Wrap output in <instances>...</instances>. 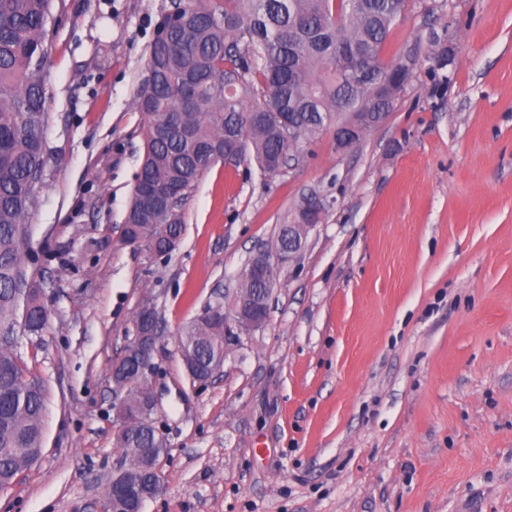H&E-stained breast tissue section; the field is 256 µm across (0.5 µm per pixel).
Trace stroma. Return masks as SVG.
Returning <instances> with one entry per match:
<instances>
[{"instance_id":"obj_1","label":"stroma","mask_w":512,"mask_h":512,"mask_svg":"<svg viewBox=\"0 0 512 512\" xmlns=\"http://www.w3.org/2000/svg\"><path fill=\"white\" fill-rule=\"evenodd\" d=\"M171 0H53L46 166L27 215L49 309L17 345L46 386L44 449L0 512H100L121 451L109 369L153 300L145 512H512V0H408L386 61L418 63L353 147L302 143L269 174L216 164L168 256L127 242L146 117L136 89ZM447 49L449 62L437 54ZM324 206L276 273L268 319L188 379L182 328L245 262Z\"/></svg>"}]
</instances>
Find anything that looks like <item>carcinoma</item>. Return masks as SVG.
Masks as SVG:
<instances>
[{
	"label": "carcinoma",
	"mask_w": 512,
	"mask_h": 512,
	"mask_svg": "<svg viewBox=\"0 0 512 512\" xmlns=\"http://www.w3.org/2000/svg\"><path fill=\"white\" fill-rule=\"evenodd\" d=\"M51 0H0V488L40 457L46 392L23 379L25 366L9 336L17 324L43 336L48 315L38 304L44 281L28 272L25 218L44 175L41 129L48 99L44 69ZM185 24L165 43L152 42L151 78L136 90L148 116L144 157L125 221V236L166 251L182 232L181 208L160 210L141 185L174 186L186 198L198 177L219 162L236 135L240 160L274 173L299 140H312L363 106L390 112L345 77L343 48L366 45L376 57L407 0H185ZM288 113L291 135L279 125ZM179 352L199 362L224 355V321L186 326ZM116 447L161 448L153 429L131 420Z\"/></svg>",
	"instance_id": "carcinoma-1"
}]
</instances>
